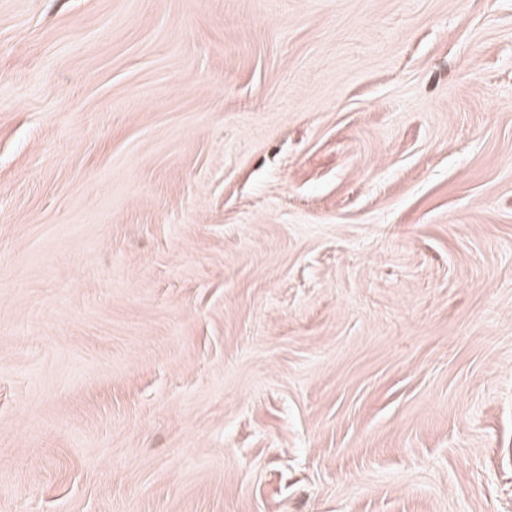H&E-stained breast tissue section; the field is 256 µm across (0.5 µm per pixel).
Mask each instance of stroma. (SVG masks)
Returning a JSON list of instances; mask_svg holds the SVG:
<instances>
[{"instance_id": "stroma-1", "label": "stroma", "mask_w": 512, "mask_h": 512, "mask_svg": "<svg viewBox=\"0 0 512 512\" xmlns=\"http://www.w3.org/2000/svg\"><path fill=\"white\" fill-rule=\"evenodd\" d=\"M0 512H512V0H0Z\"/></svg>"}]
</instances>
